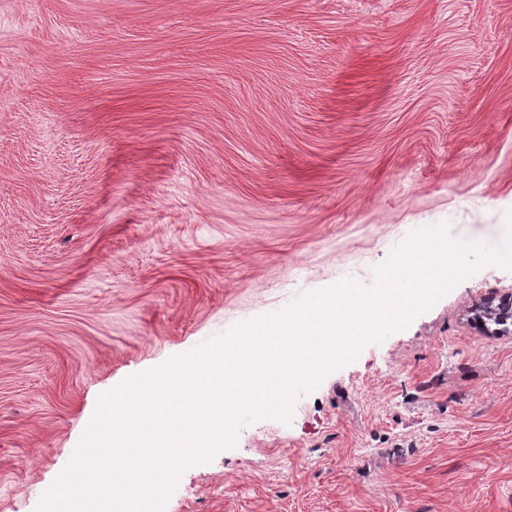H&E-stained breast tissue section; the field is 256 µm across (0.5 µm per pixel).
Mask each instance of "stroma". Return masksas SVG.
<instances>
[{"label": "stroma", "instance_id": "1", "mask_svg": "<svg viewBox=\"0 0 512 512\" xmlns=\"http://www.w3.org/2000/svg\"><path fill=\"white\" fill-rule=\"evenodd\" d=\"M512 209V0H0V512L101 394ZM486 266L189 467L165 512H512Z\"/></svg>", "mask_w": 512, "mask_h": 512}]
</instances>
